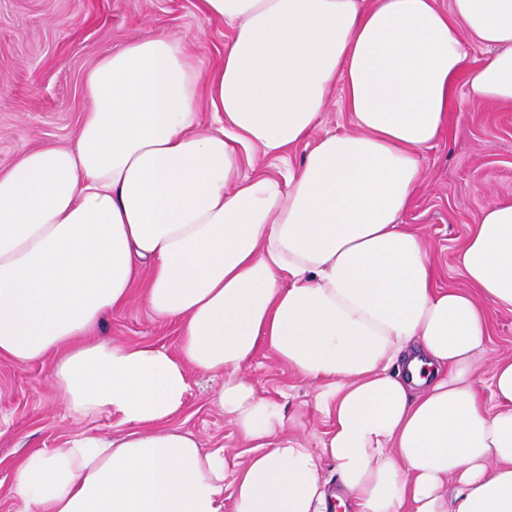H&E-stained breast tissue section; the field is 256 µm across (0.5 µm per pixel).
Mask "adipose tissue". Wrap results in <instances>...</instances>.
<instances>
[{
	"label": "adipose tissue",
	"instance_id": "ef3b65f1",
	"mask_svg": "<svg viewBox=\"0 0 512 512\" xmlns=\"http://www.w3.org/2000/svg\"><path fill=\"white\" fill-rule=\"evenodd\" d=\"M232 37L207 84L183 38L107 51L74 144L0 170V357L48 363L69 411L107 415L20 459L26 512H512V361L489 372L486 307L512 311V203L485 207L442 289L401 217L459 94L512 105V0H199ZM493 53L466 70L467 48ZM342 92L352 133L317 135ZM207 99L216 124L199 112ZM313 146L298 166L288 153ZM288 164L244 176L241 148ZM178 354L94 333L136 279ZM266 351L322 383L321 452L241 372ZM252 446L228 469L178 423L191 372Z\"/></svg>",
	"mask_w": 512,
	"mask_h": 512
}]
</instances>
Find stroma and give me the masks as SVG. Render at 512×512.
Segmentation results:
<instances>
[{
  "mask_svg": "<svg viewBox=\"0 0 512 512\" xmlns=\"http://www.w3.org/2000/svg\"><path fill=\"white\" fill-rule=\"evenodd\" d=\"M160 32L189 36L204 78L223 60L230 35L223 22L200 12L198 0H0V169L28 150L72 144L91 108L86 73L106 51ZM422 167L423 180L402 221L425 236L438 286L466 287L459 250L488 204L512 201V107L462 105L451 117L447 137L425 152ZM487 320L484 373L512 358V312L491 309ZM96 333L116 342H150L173 353L179 345L177 323L155 319L137 287ZM243 374L258 394L283 405L291 434L309 448H320L329 420L318 407L319 383L263 351ZM222 384V377L192 372L180 421L203 449L223 445L237 464L250 448L212 402ZM114 428L106 415L71 414L49 379L48 364L0 358V484L9 485L13 463L31 449L58 447L75 432L108 435Z\"/></svg>",
  "mask_w": 512,
  "mask_h": 512,
  "instance_id": "35a3bbf8",
  "label": "stroma"
}]
</instances>
